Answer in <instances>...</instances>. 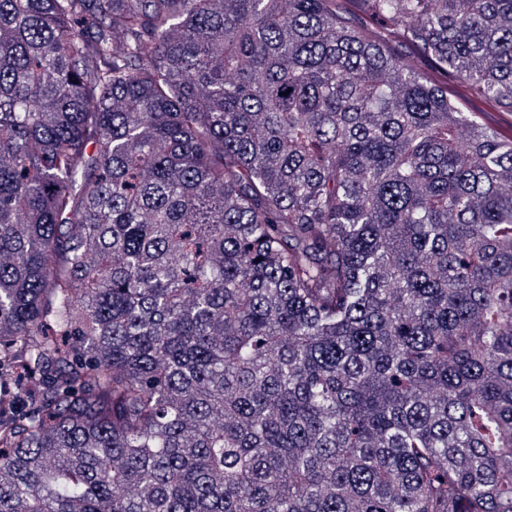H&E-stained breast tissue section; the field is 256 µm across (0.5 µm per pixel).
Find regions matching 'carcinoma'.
<instances>
[{
    "instance_id": "carcinoma-1",
    "label": "carcinoma",
    "mask_w": 512,
    "mask_h": 512,
    "mask_svg": "<svg viewBox=\"0 0 512 512\" xmlns=\"http://www.w3.org/2000/svg\"><path fill=\"white\" fill-rule=\"evenodd\" d=\"M450 78L512 110V0H0V512H512Z\"/></svg>"
}]
</instances>
